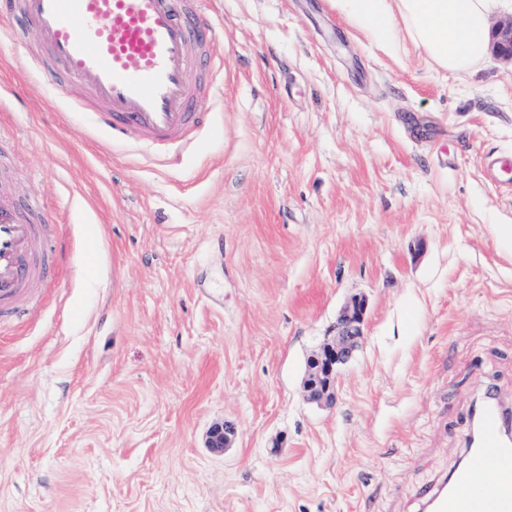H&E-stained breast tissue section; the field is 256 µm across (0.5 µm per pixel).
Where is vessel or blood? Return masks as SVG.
<instances>
[{"mask_svg": "<svg viewBox=\"0 0 512 512\" xmlns=\"http://www.w3.org/2000/svg\"><path fill=\"white\" fill-rule=\"evenodd\" d=\"M8 35L24 40L27 24L43 36L57 86L76 79L100 104L98 124L110 137L134 129L144 142L186 144L201 124L192 65L214 68L207 41L216 37L206 0H13ZM487 180L512 191V155H490ZM40 201L0 202V319L13 317L32 276L25 255L41 245ZM418 512H512V406L485 387L473 413L462 462L420 494Z\"/></svg>", "mask_w": 512, "mask_h": 512, "instance_id": "obj_1", "label": "vessel or blood"}]
</instances>
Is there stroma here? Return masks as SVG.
<instances>
[{"instance_id":"35a3bbf8","label":"stroma","mask_w":512,"mask_h":512,"mask_svg":"<svg viewBox=\"0 0 512 512\" xmlns=\"http://www.w3.org/2000/svg\"><path fill=\"white\" fill-rule=\"evenodd\" d=\"M210 2L224 72L166 153L23 72L36 27L0 37V193L43 198L57 263L0 322V512H417L484 383L512 404V195L482 170L512 63L436 70L332 0ZM356 295L365 341L311 403ZM367 300L353 297L341 310L330 336L309 356L303 388L308 401L330 405L334 399L336 377L362 345ZM238 435V427L235 422L224 420L215 424L208 432L207 448L215 453H223L225 448H230Z\"/></svg>"}]
</instances>
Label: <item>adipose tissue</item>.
Segmentation results:
<instances>
[{
	"mask_svg": "<svg viewBox=\"0 0 512 512\" xmlns=\"http://www.w3.org/2000/svg\"><path fill=\"white\" fill-rule=\"evenodd\" d=\"M360 31L389 43L408 37L432 64L466 72L489 49L494 0H335Z\"/></svg>",
	"mask_w": 512,
	"mask_h": 512,
	"instance_id": "ef3b65f1",
	"label": "adipose tissue"
}]
</instances>
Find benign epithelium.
Here are the masks:
<instances>
[{
	"mask_svg": "<svg viewBox=\"0 0 512 512\" xmlns=\"http://www.w3.org/2000/svg\"><path fill=\"white\" fill-rule=\"evenodd\" d=\"M491 49L496 57L512 62V16L492 26ZM366 314V298L353 297L337 316L330 336L309 356L303 382L308 401L318 405L332 403L339 369L352 359L365 339ZM237 435L235 422L215 424L208 432L207 447L222 453L231 447Z\"/></svg>",
	"mask_w": 512,
	"mask_h": 512,
	"instance_id": "obj_1",
	"label": "benign epithelium"
}]
</instances>
